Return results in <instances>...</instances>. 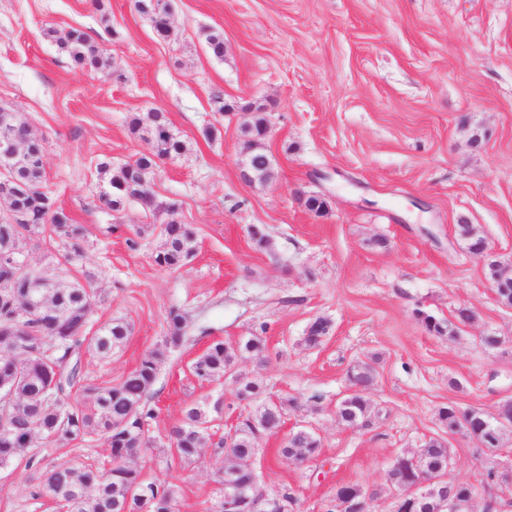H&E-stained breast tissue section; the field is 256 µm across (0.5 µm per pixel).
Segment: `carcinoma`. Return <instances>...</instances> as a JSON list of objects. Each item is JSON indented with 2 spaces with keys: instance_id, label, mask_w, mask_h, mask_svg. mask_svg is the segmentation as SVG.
<instances>
[{
  "instance_id": "obj_1",
  "label": "carcinoma",
  "mask_w": 512,
  "mask_h": 512,
  "mask_svg": "<svg viewBox=\"0 0 512 512\" xmlns=\"http://www.w3.org/2000/svg\"><path fill=\"white\" fill-rule=\"evenodd\" d=\"M134 8L140 14L150 17L158 36L167 38L170 29L158 19V14L167 13L166 4L161 0H134ZM70 63L76 67L90 66L96 71L109 67V60L88 35L80 29H72L60 41ZM152 121L148 124L140 117L131 123V131H145L149 135V152L140 154L135 165L127 163L110 170L106 162L99 164V170L112 172L109 191L104 197L110 208L120 209L129 202L121 188L142 177L145 184L140 190L144 202L152 201V183L160 163L180 154L183 146L173 135L165 115L150 112ZM252 165L270 179L272 161L264 149L257 147L252 152ZM44 169L32 164L19 171L13 182L0 185V196H12L17 210L23 212L29 223H0V243L11 241L29 233L39 232L49 224L52 230L66 239L72 249V256L82 253L81 241L86 229L74 224L62 211L55 208L54 192L44 183ZM166 238L164 248L156 253L154 262L162 268L173 269L193 256L195 235L192 229L172 219L163 227ZM25 276L18 269L0 263V469L10 467L18 459H27L26 467L34 466L29 456L33 441L40 436L58 445H64L91 435L102 436L111 447V453L131 461L145 455L151 447L149 420L154 418L152 410L146 408V397L158 371L159 363L168 350L179 346L184 338V317L172 312L168 319L167 335L162 343L140 361L138 367L115 386H98L83 382L79 364L82 349L92 350L106 357L126 340L129 327L119 319L102 325L94 336L69 335L57 337L61 327L73 313L91 308L90 289L78 282H55L50 290V300L55 312L51 316L19 321L13 318L12 306L21 302L25 292ZM426 330L434 335H456L464 320H439L432 315L422 318ZM329 321H313L308 328L305 342L310 347L319 345L329 334ZM265 348L259 336L248 339L239 346L242 353H261ZM237 351V352H239ZM237 352L218 342L198 357L193 363L194 374L201 380H218L224 371L235 363ZM376 374L369 363L359 364L350 371L349 378L361 388L369 386ZM82 384L86 397L84 403H71L68 390ZM336 416L344 424L364 428L369 424L370 400L363 393H356L343 403L336 405ZM286 404L281 411L267 414L260 410L237 425L238 435L232 447H224L219 440L218 447L224 449V470L218 480L224 493V481H243L249 476L240 472V462L255 451V432H273L282 422ZM459 407L450 404L441 408L439 420L454 432L460 426ZM207 414L200 407L184 410L181 423L169 432V447L185 461L194 462L200 457L207 442ZM320 448V439L313 433L297 430L288 437L280 449L287 458H313ZM448 443L443 439H432L423 448L422 460L431 469L440 473L448 471ZM140 477V471H129L122 466L100 468L94 463L60 464L47 472L35 470L29 478L34 499L47 497L70 509V512H173L177 489L173 484L163 486L147 484L157 502L146 511L131 493L132 486Z\"/></svg>"
}]
</instances>
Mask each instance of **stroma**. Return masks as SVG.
<instances>
[{"label":"stroma","instance_id":"obj_1","mask_svg":"<svg viewBox=\"0 0 512 512\" xmlns=\"http://www.w3.org/2000/svg\"><path fill=\"white\" fill-rule=\"evenodd\" d=\"M171 36L160 38L134 0H0V110L21 112L44 143L45 178L58 207L87 230L83 256L43 229L23 247L33 266L90 288V329L118 318L125 342L111 357L81 356L85 379L118 384L161 343L170 311L185 318L182 344L160 363L147 399L157 417L153 446L137 460L149 482L172 483L176 512H208L224 455L214 441L263 397L287 401L281 428L257 438L256 494L290 495L294 512H325L337 485L356 483L370 512H393L388 471L433 438L452 452L447 478L480 491L472 512L497 497L512 512V486L487 482L512 466V430L489 453L449 435L448 404L493 410L512 399V307L496 299L484 261L459 233L470 224L512 268V0H167ZM84 30L110 61L108 72L73 69L58 40ZM224 34L223 57L206 37ZM241 111L219 114L216 98ZM164 112L184 151L161 164L153 204L108 208L109 177L97 169L148 150L129 123ZM271 126L273 176L241 177L242 129L256 111ZM318 195L323 213L307 210ZM177 201L176 216L163 203ZM194 232L185 265L153 256L169 219ZM267 237L257 246L250 230ZM475 321L436 336L427 313ZM330 322L321 344L308 325ZM501 337L499 349L481 336ZM259 336L261 355L236 360L232 377L200 381L194 361L217 341L237 348ZM374 362L371 424L350 428L336 404L348 371ZM212 417V442L193 463L168 447L183 411ZM313 428L322 448L301 464L281 455L289 433ZM41 467L104 462V438L59 446L40 439ZM25 462L0 471V512H54L32 498Z\"/></svg>","mask_w":512,"mask_h":512}]
</instances>
